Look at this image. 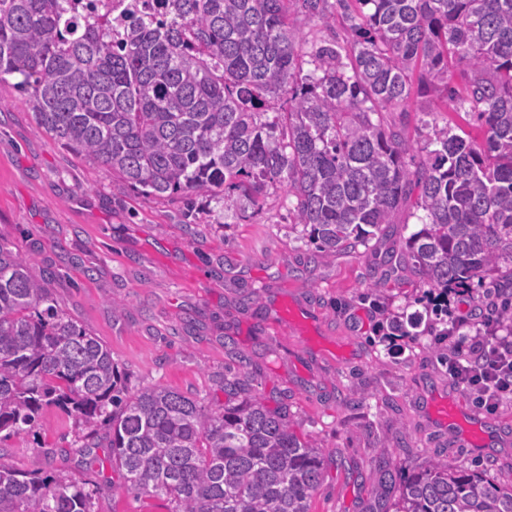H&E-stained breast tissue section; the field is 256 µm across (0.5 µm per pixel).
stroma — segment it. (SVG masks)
<instances>
[{"instance_id":"stroma-1","label":"stroma","mask_w":512,"mask_h":512,"mask_svg":"<svg viewBox=\"0 0 512 512\" xmlns=\"http://www.w3.org/2000/svg\"><path fill=\"white\" fill-rule=\"evenodd\" d=\"M14 82L0 80V234L107 345L129 387L166 386L218 409L231 351L251 357L253 391L287 407L296 430L329 452L312 512H381L382 453L406 475L440 459L484 468L512 488V401L489 413L453 387L431 337L393 352L378 341L370 280L394 313L420 285L406 264L376 265L377 254L400 252L419 230L411 210L368 246L313 261L285 189H268L258 210L199 197L184 217L182 197L145 194L39 130ZM289 301L314 324L284 321L278 310ZM432 392L483 417L488 446L437 428L425 408ZM42 420L38 438L0 442L6 461L92 480L94 512H170L166 500L128 495L106 449L74 447L73 421L51 408Z\"/></svg>"}]
</instances>
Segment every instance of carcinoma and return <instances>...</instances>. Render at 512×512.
Returning a JSON list of instances; mask_svg holds the SVG:
<instances>
[{
	"label": "carcinoma",
	"mask_w": 512,
	"mask_h": 512,
	"mask_svg": "<svg viewBox=\"0 0 512 512\" xmlns=\"http://www.w3.org/2000/svg\"><path fill=\"white\" fill-rule=\"evenodd\" d=\"M157 20L130 12L79 21L64 0H0V77L19 78L36 126L74 154L155 196L225 210L293 198V224L317 260L367 245L411 196L422 228L403 257L427 288L423 310L385 318L387 336L448 339L460 285L499 300L512 336V0H158ZM347 37L310 42L291 15ZM461 72L464 83L451 86ZM441 92L426 116L472 117L480 137L424 120L414 140L382 113ZM224 375L220 410L158 385L129 390L112 352L55 302L31 257L0 236V441L41 428L54 408L74 443L110 448L123 486L171 512H311L325 451L286 409ZM394 512H512L482 470L433 461L404 479L376 459ZM0 512H93L76 479L42 477L0 456Z\"/></svg>",
	"instance_id": "carcinoma-1"
}]
</instances>
